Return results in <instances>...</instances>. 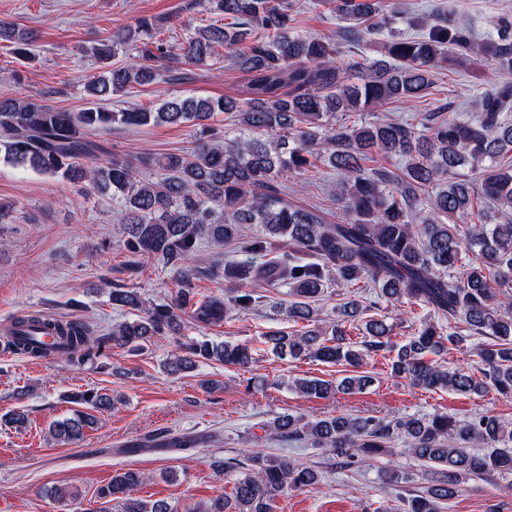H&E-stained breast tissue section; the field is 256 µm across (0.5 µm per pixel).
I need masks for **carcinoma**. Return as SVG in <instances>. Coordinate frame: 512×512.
<instances>
[{
  "instance_id": "1",
  "label": "carcinoma",
  "mask_w": 512,
  "mask_h": 512,
  "mask_svg": "<svg viewBox=\"0 0 512 512\" xmlns=\"http://www.w3.org/2000/svg\"><path fill=\"white\" fill-rule=\"evenodd\" d=\"M232 22L205 27L177 42L157 36L141 17L92 47L105 63L138 42L139 61L90 78L85 86L97 102L152 83L170 64L204 66L230 55L247 75L246 98L188 97L164 101L155 110L112 112L97 104L80 112L55 109L37 96L0 93V157L16 168L58 177L85 190L110 192L122 202L114 221L123 226L127 249L159 261L180 276L181 306L206 327L231 311H251L263 303L259 289L284 287L295 300L282 310L306 323L288 335L264 334L272 351L293 359L309 358L345 365L352 374L338 384L300 379L296 389L314 398L365 389L372 378L359 374L364 358L390 355L391 374L421 389H446L480 395L489 389L512 395V82L496 85L479 103L474 119L463 121L431 112L421 126L398 122L389 112L427 95L434 70L448 61L465 63L484 54L501 71L512 72V13L490 19V33L479 39L453 15L419 17L421 34L395 30L396 15L381 11L377 0H319L352 25L332 34L304 36L293 31V0H199ZM267 32L241 49L250 29ZM379 32L386 35L382 58H344L346 43ZM15 44L14 54L31 58L26 32L0 21V41ZM227 112L238 133H214L209 121ZM352 112H370L372 121L350 125ZM149 124H192L198 135L191 150L160 156L118 157L90 138L92 130ZM395 161L394 169L370 168L376 157ZM327 167L336 173L329 193L334 220L316 207L288 202L278 180ZM468 168L474 179L464 178ZM465 223H455V220ZM244 224H255L250 236ZM202 240L237 242L245 255L270 251L286 241L291 251L261 265L249 260L219 264L199 254ZM475 258H469V254ZM224 276L232 288L228 301L194 300L191 275L201 266ZM346 288L374 283L378 300L362 304L349 297L337 316L325 320L315 298L330 282ZM112 305L137 312V318L93 335L81 321L46 314H21L10 324L15 353L40 358L42 346L25 330L40 328L61 339L57 356L71 365L101 358L117 346L142 351L162 336L177 335L182 317L167 305L147 306L134 288L107 283ZM396 307L421 302L433 314L455 323L451 332L424 322L399 345L376 314L364 321L360 346L350 343L357 317L378 301ZM473 336L489 343L475 369L448 370L439 359ZM254 347L197 340L178 344L168 369L179 374L200 360L246 368L256 360ZM91 407L112 409L107 393H85ZM94 417L84 412L53 423L51 435L63 444L84 440ZM269 435L308 441L346 467L400 443L419 462L431 485L407 500L405 512H441L456 486L470 474H512V422L484 413L463 423L447 415H336L309 420L283 413L267 424ZM195 439L170 430L149 434L126 447L190 448ZM485 448V453L473 449ZM233 477L230 497L215 499L203 512H273L289 489H314L319 471L310 465L253 450L244 459L215 464ZM145 477L115 473L97 488L103 505L117 500L122 512H178L166 500L133 496Z\"/></svg>"
}]
</instances>
